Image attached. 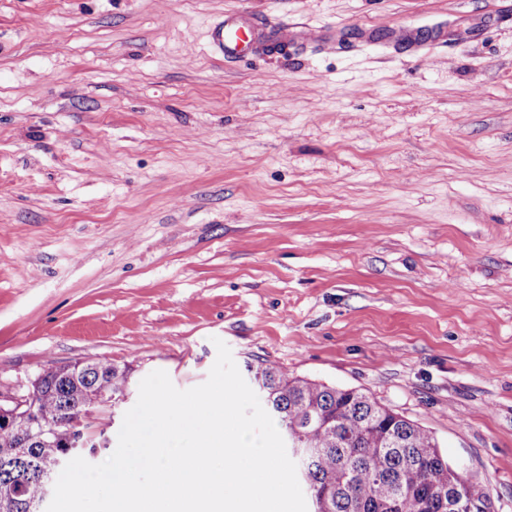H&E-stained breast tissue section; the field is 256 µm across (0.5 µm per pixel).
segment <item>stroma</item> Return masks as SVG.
I'll return each mask as SVG.
<instances>
[{
  "mask_svg": "<svg viewBox=\"0 0 512 512\" xmlns=\"http://www.w3.org/2000/svg\"><path fill=\"white\" fill-rule=\"evenodd\" d=\"M227 12L336 41L228 66ZM218 339L512 512V0H0V393L98 359L185 390Z\"/></svg>",
  "mask_w": 512,
  "mask_h": 512,
  "instance_id": "stroma-1",
  "label": "stroma"
}]
</instances>
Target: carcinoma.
Returning <instances> with one entry per match:
<instances>
[{"instance_id":"obj_1","label":"carcinoma","mask_w":512,"mask_h":512,"mask_svg":"<svg viewBox=\"0 0 512 512\" xmlns=\"http://www.w3.org/2000/svg\"><path fill=\"white\" fill-rule=\"evenodd\" d=\"M267 411L284 432L304 431L312 448L297 457L310 497L328 512H448L451 495L469 496L468 476L452 477L435 438L416 422L356 389H338L269 363L249 368ZM131 372L107 360L79 369L50 367L32 384L36 419L56 425L50 442L19 451L0 425V512H41L42 468L71 442L70 421L105 396L129 390Z\"/></svg>"}]
</instances>
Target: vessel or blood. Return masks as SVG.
I'll list each match as a JSON object with an SVG mask.
<instances>
[{"mask_svg": "<svg viewBox=\"0 0 512 512\" xmlns=\"http://www.w3.org/2000/svg\"><path fill=\"white\" fill-rule=\"evenodd\" d=\"M305 34L309 40H317L314 32H303L301 27L288 24L276 30L261 27L255 20L237 13L225 14L223 19L214 22L209 31V45L213 54L224 62L231 63L245 56H262L273 52L287 53L293 39Z\"/></svg>", "mask_w": 512, "mask_h": 512, "instance_id": "vessel-or-blood-1", "label": "vessel or blood"}]
</instances>
